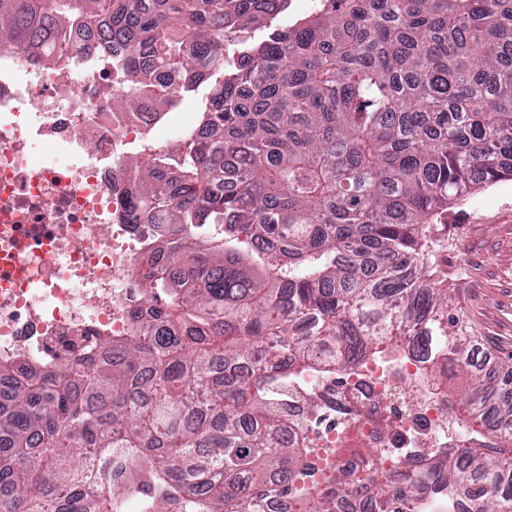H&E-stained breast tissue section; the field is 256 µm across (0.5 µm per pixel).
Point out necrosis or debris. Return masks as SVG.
Here are the masks:
<instances>
[{
  "label": "necrosis or debris",
  "mask_w": 512,
  "mask_h": 512,
  "mask_svg": "<svg viewBox=\"0 0 512 512\" xmlns=\"http://www.w3.org/2000/svg\"><path fill=\"white\" fill-rule=\"evenodd\" d=\"M125 75L102 45L33 62L0 47V360L52 358L59 338L124 336L142 301L153 224L125 219L132 155L167 147L181 97L147 91L115 108ZM420 364H372L343 383L304 376L290 393L312 453L304 482L363 476L448 445V409L417 383Z\"/></svg>",
  "instance_id": "obj_1"
}]
</instances>
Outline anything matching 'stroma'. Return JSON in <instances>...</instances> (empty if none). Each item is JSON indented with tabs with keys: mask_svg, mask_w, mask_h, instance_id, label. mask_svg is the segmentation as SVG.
Wrapping results in <instances>:
<instances>
[{
	"mask_svg": "<svg viewBox=\"0 0 512 512\" xmlns=\"http://www.w3.org/2000/svg\"><path fill=\"white\" fill-rule=\"evenodd\" d=\"M443 235L450 312L497 359H511L512 181L482 187L450 207Z\"/></svg>",
	"mask_w": 512,
	"mask_h": 512,
	"instance_id": "35a3bbf8",
	"label": "stroma"
}]
</instances>
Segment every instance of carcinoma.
<instances>
[{"instance_id":"cac0c4a2","label":"carcinoma","mask_w":512,"mask_h":512,"mask_svg":"<svg viewBox=\"0 0 512 512\" xmlns=\"http://www.w3.org/2000/svg\"><path fill=\"white\" fill-rule=\"evenodd\" d=\"M0 0V46L105 42L189 92L193 125L133 161L155 224L129 336L0 363V512H512V363L448 317L434 224L512 180V0ZM460 436L353 483L292 490L310 452L274 387L402 352ZM207 91V86L203 84L194 91L184 93L181 108L182 121L184 124L193 121L196 117V112H200L201 100Z\"/></svg>"}]
</instances>
